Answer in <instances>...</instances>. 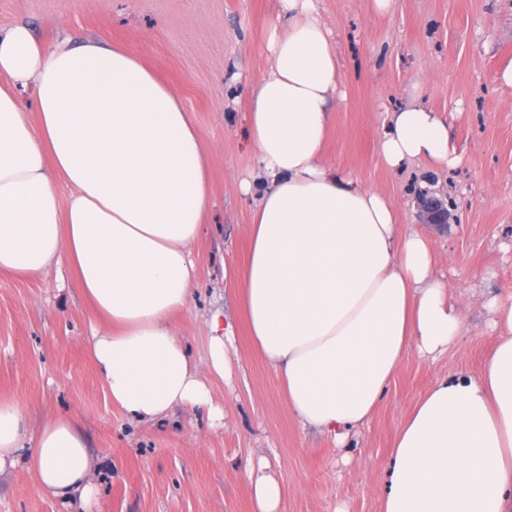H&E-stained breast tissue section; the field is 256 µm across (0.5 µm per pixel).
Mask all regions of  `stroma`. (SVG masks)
I'll list each match as a JSON object with an SVG mask.
<instances>
[{"label": "stroma", "mask_w": 512, "mask_h": 512, "mask_svg": "<svg viewBox=\"0 0 512 512\" xmlns=\"http://www.w3.org/2000/svg\"><path fill=\"white\" fill-rule=\"evenodd\" d=\"M275 0H0V30L27 25L50 47L62 37L118 42L180 94L210 155L207 221L194 244L189 307L172 319L197 364L206 320L223 314L236 333L224 377L212 378L224 425L179 407L140 422L113 407L86 343L98 320L68 262L41 280L0 273V400L16 402L29 432L69 413L94 464L90 500L62 502L40 489L27 449L0 476V512H256L251 472L277 481L281 512H377L396 433L435 380L478 373L493 346L487 297L512 295V87L496 83L512 59V0H320L343 68L325 161L385 193L399 221L421 228L437 272L466 309L464 336L437 359L410 356L367 424L344 446L303 426L243 322L239 270L248 249L252 177L244 80L268 65L265 33ZM418 99L448 121L461 155L451 172L379 161L380 103ZM448 194L447 224L422 223L414 194Z\"/></svg>", "instance_id": "35a3bbf8"}]
</instances>
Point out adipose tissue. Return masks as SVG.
Returning <instances> with one entry per match:
<instances>
[{"mask_svg":"<svg viewBox=\"0 0 512 512\" xmlns=\"http://www.w3.org/2000/svg\"><path fill=\"white\" fill-rule=\"evenodd\" d=\"M278 4L268 65L246 82L265 188L252 195L240 305L289 412L341 443L370 420L409 355L447 352L467 317L426 236L324 162L342 68L334 35L319 0ZM26 86L32 111L18 94ZM384 127L388 168L461 161L447 121L418 101L388 111ZM208 203L207 148L153 69L118 43L47 49L23 24L0 34V273L41 279L68 258L105 322L88 352L122 413L147 420L192 406L224 419L208 378L224 374L233 326L210 318L202 368L170 324L191 300ZM485 306L495 342L483 370L439 377L414 405L379 512H512V297ZM25 446L43 490L64 502L90 496L88 443L71 415L32 434L19 406L0 400V474Z\"/></svg>","mask_w":512,"mask_h":512,"instance_id":"obj_1","label":"adipose tissue"}]
</instances>
